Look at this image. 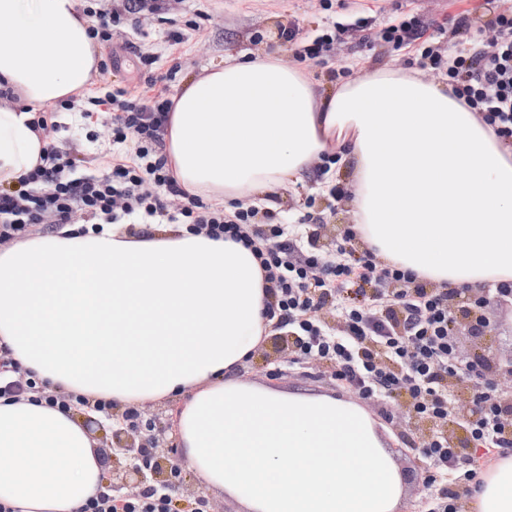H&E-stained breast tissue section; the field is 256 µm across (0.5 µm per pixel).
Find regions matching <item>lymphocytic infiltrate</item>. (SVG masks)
<instances>
[{
	"label": "lymphocytic infiltrate",
	"instance_id": "1",
	"mask_svg": "<svg viewBox=\"0 0 512 512\" xmlns=\"http://www.w3.org/2000/svg\"><path fill=\"white\" fill-rule=\"evenodd\" d=\"M473 24L470 11L454 17L457 42L445 58L421 26L407 20L386 26L379 37L433 64H445L454 96L511 146L512 16H496V35L487 45L472 37ZM121 48L139 59L146 74L117 82L90 103L111 109L112 141L124 145V156L113 159L106 174H82L77 159L47 144L41 166L20 179L19 189L0 187V241L14 239L47 217L68 224L76 214L90 213L103 215L110 224L133 216L144 224H188L211 238L243 243L263 272L266 335L288 334L291 365L310 360L334 365L336 381L354 388L362 399L390 400L406 393L411 413L429 425L419 453L438 483L427 512H458L455 485L475 480L480 470L472 447L500 453L512 448V407L503 404L485 372L458 354L457 314L451 310L458 289L431 287L411 272L378 261L373 250L354 249L357 233L351 226L336 242V260L327 263L307 219L284 224L269 209L253 205L229 216L198 196L173 208L172 198L183 191L161 155L173 103L150 72L154 58L148 49L128 40ZM362 283L376 284L377 290L361 303L353 294ZM328 303L339 327L318 316ZM459 373L476 379L472 398L478 415L466 422V446L454 445L445 432L456 404L449 379ZM182 480L183 470L176 467L164 484L137 495L107 486L80 512H178L173 490Z\"/></svg>",
	"mask_w": 512,
	"mask_h": 512
}]
</instances>
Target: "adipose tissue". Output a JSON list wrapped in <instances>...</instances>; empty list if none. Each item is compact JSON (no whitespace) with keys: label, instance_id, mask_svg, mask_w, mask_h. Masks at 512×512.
I'll return each instance as SVG.
<instances>
[{"label":"adipose tissue","instance_id":"obj_1","mask_svg":"<svg viewBox=\"0 0 512 512\" xmlns=\"http://www.w3.org/2000/svg\"><path fill=\"white\" fill-rule=\"evenodd\" d=\"M81 0H0V185L47 144L38 109L81 92L99 61ZM163 136L187 194L232 201L302 181L329 155L357 177L361 246L436 287L512 281V147L445 84L376 71L319 94L272 55L226 56L181 83ZM251 249L184 224L135 237L62 224L0 246V343L49 389L119 406L174 403L186 466L241 512H402L391 434L363 405L283 390L241 370L264 338ZM97 442L72 413L0 398V503L79 512L105 486ZM465 512H512V455Z\"/></svg>","mask_w":512,"mask_h":512}]
</instances>
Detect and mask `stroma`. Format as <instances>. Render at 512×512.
Listing matches in <instances>:
<instances>
[{"label":"stroma","mask_w":512,"mask_h":512,"mask_svg":"<svg viewBox=\"0 0 512 512\" xmlns=\"http://www.w3.org/2000/svg\"><path fill=\"white\" fill-rule=\"evenodd\" d=\"M164 8L156 13L142 12L137 29L122 26L115 41L139 37L153 52V74H174L176 80L200 73L211 64L223 62L230 53L251 52L278 57L284 64H299L292 52L293 42L281 38V30H291L294 42L312 40L324 33L336 35L333 49L323 60L301 62L308 70L320 93L379 70L418 74L427 79L442 80L439 70L429 61L403 48L377 40L376 34L385 26L408 18L436 34L442 50H451L454 41L447 29L452 18L464 9L471 10L479 25H486L494 14H512V0H495L486 7L485 0H162ZM444 34H437V27ZM182 32L185 41L170 44V31ZM339 69L338 78H330V69ZM59 150L77 156L84 171L97 175L108 172L112 163V114L94 112L90 121L64 126L53 134ZM341 190L329 196L320 187L319 178L301 182L287 195L271 194V208L287 220L297 221L303 214L316 217L319 243L325 255H333L334 241L340 231L352 224L348 205L355 190V175L343 168L334 177ZM487 333L499 353H512V305L488 299L481 310ZM288 348L281 338H268L243 368L251 380L280 389H305L332 393L357 400L355 391L336 382L334 368L313 362L305 367L288 366ZM367 408L382 421L394 436L389 447L403 469L409 487V498L403 512H422L429 495L423 464L412 444L426 426L411 414L405 399L370 400ZM173 405L146 403L141 405L143 418L155 424L159 452L181 457L182 450L173 430Z\"/></svg>","instance_id":"35a3bbf8"}]
</instances>
